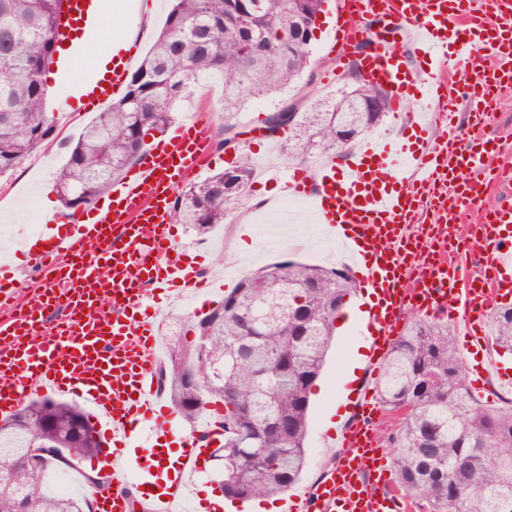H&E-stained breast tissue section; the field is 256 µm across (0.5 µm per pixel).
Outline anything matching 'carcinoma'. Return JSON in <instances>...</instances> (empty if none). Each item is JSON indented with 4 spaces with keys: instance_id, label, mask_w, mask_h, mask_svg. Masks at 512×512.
I'll list each match as a JSON object with an SVG mask.
<instances>
[{
    "instance_id": "obj_1",
    "label": "carcinoma",
    "mask_w": 512,
    "mask_h": 512,
    "mask_svg": "<svg viewBox=\"0 0 512 512\" xmlns=\"http://www.w3.org/2000/svg\"><path fill=\"white\" fill-rule=\"evenodd\" d=\"M304 0H253L250 18L233 0H172L165 26L132 73L135 86L81 132L56 176L62 205L92 204L129 165L141 160L143 132H164L189 88L224 84V138L233 170L210 175L175 195L172 221L208 235L247 202L254 179L233 115L244 97L260 98L297 80L310 66L313 38L298 31ZM59 0H0V175L13 170L53 132L44 112L43 65ZM358 112L342 92L308 106L292 100L264 119L268 137L288 154L343 156L382 121ZM356 288L343 270L282 260L244 275L193 327L190 344L173 343L160 386L193 424L206 415L224 427L216 458L224 494L268 497L298 481L305 463L309 394L320 376L337 313ZM493 343L512 353V306L489 314ZM198 384L190 385L186 373ZM379 403L401 415L388 434L396 448V484L425 500L428 512H512V406L479 407L461 377V359L446 321L416 315L388 352L376 386ZM268 447H254L258 438ZM70 445V462L51 454ZM101 436L78 407L31 400L0 421V512H86L87 498L49 493L43 475L75 470L101 451ZM49 456L38 475L18 481L29 450Z\"/></svg>"
}]
</instances>
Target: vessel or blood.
Here are the masks:
<instances>
[{
  "label": "vessel or blood",
  "instance_id": "vessel-or-blood-1",
  "mask_svg": "<svg viewBox=\"0 0 512 512\" xmlns=\"http://www.w3.org/2000/svg\"><path fill=\"white\" fill-rule=\"evenodd\" d=\"M337 54L359 58L361 75L391 88V107L402 111L418 71L406 66L405 46L414 42L430 80L420 91L412 123L440 134L351 153L343 163L325 159L313 173L292 170L289 194L311 199L325 233L339 241L367 296L359 331L367 361L384 359L400 333L404 307L427 314L463 304L462 322L473 346H482L486 313L512 296V199L488 207L486 198L504 187L512 172L494 166L495 140H462L455 105L470 104V128L503 92L512 90V0H348L336 15ZM137 52L128 44L103 75L92 76L79 95L92 111L121 92ZM205 137L197 121L176 128L147 151L122 180L114 182L91 221L60 213L47 221L27 252L45 281L18 300L15 272L0 265V414L16 412L30 390L73 395L87 402L109 433L104 456L112 489H98L95 512H132L124 492L131 478L128 448L143 426L164 430L157 386L161 359L155 325L157 297L182 300L215 292L216 278L196 277L172 258L171 201L175 185L203 165ZM479 213L470 223V213ZM477 257L471 268L461 252ZM356 419L339 431L341 454L301 495L282 499L281 512H405L406 496L377 465L369 389L351 390ZM224 429L207 422L183 440L179 467L149 512H186L191 476L207 447Z\"/></svg>",
  "mask_w": 512,
  "mask_h": 512
}]
</instances>
